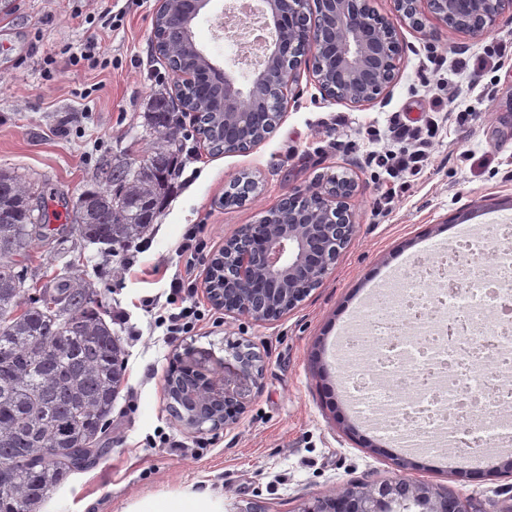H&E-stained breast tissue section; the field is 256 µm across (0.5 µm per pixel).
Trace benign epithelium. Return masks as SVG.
<instances>
[{
  "mask_svg": "<svg viewBox=\"0 0 512 512\" xmlns=\"http://www.w3.org/2000/svg\"><path fill=\"white\" fill-rule=\"evenodd\" d=\"M306 0H259L258 12L268 31L278 37L265 42L251 84L243 89L231 72L212 69L224 86L225 148L237 149L251 139L257 113L278 108L260 102L261 91L275 87L290 93L297 70L322 55L325 64L317 82L323 93L363 106L377 100L393 82L400 46L392 23L370 13L365 0H316L318 20L305 21ZM396 16L417 28L433 20L472 35L493 29L512 0H393ZM356 190L349 176L331 178L286 196L256 224L242 227L233 244L207 260L206 293L224 312L255 322L276 320L294 308L318 285L350 243L356 224L348 200ZM257 354L238 346L215 368L206 354L189 353L176 362L167 389L176 395L194 430H214L234 423L255 384ZM404 500L416 512H465L451 492L406 478L351 484L330 496L317 497L300 512H396Z\"/></svg>",
  "mask_w": 512,
  "mask_h": 512,
  "instance_id": "1",
  "label": "benign epithelium"
}]
</instances>
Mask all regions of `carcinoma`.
Segmentation results:
<instances>
[{"instance_id": "obj_1", "label": "carcinoma", "mask_w": 512, "mask_h": 512, "mask_svg": "<svg viewBox=\"0 0 512 512\" xmlns=\"http://www.w3.org/2000/svg\"><path fill=\"white\" fill-rule=\"evenodd\" d=\"M158 52L169 66L196 72L179 93L194 113L196 134L225 152L218 81L197 55L183 49L181 28L157 18ZM148 125L157 134L139 165L124 162L104 172L115 192H90L78 201L80 237L110 249L138 239L159 213V202L181 150L179 118L169 100L155 99ZM51 231L42 201L15 176L0 172V512H41L52 493L102 453L112 401L125 375L124 350L111 324L92 306L83 277L63 278L25 296L28 248Z\"/></svg>"}]
</instances>
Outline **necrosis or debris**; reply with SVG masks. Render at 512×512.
Instances as JSON below:
<instances>
[{"label":"necrosis or debris","mask_w":512,"mask_h":512,"mask_svg":"<svg viewBox=\"0 0 512 512\" xmlns=\"http://www.w3.org/2000/svg\"><path fill=\"white\" fill-rule=\"evenodd\" d=\"M512 246L470 236L438 258L414 261L410 283L375 311L362 332L346 336L350 358H365L348 388L367 417L405 446L443 440L451 448L512 445V378L491 362L512 365Z\"/></svg>","instance_id":"obj_1"}]
</instances>
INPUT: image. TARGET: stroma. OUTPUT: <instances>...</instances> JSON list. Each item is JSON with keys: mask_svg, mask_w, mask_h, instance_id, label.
I'll return each instance as SVG.
<instances>
[{"mask_svg": "<svg viewBox=\"0 0 512 512\" xmlns=\"http://www.w3.org/2000/svg\"><path fill=\"white\" fill-rule=\"evenodd\" d=\"M367 3L394 22L402 47L381 98L355 106L327 97L311 68H301L275 130L249 150L215 156L197 141L192 117H183L179 168L155 224L108 251L84 242L72 216L84 193L109 190L101 176L106 164L140 160L154 137L152 102L174 91V73L152 53L162 0H0V171L41 196L49 217L67 216L49 239L32 243L26 282L42 287L83 275L125 352L106 453L72 475L43 512H125L146 497L204 489L223 499L224 512H299L348 483L401 474L456 494L469 512H512V472L496 471L495 458L460 468L456 451L438 450L415 455V468L399 472L395 460L404 449L352 411L347 370L334 355L366 295L391 274L408 276L405 259L430 243H454L461 219L492 225L512 215L510 67L476 80L452 75L465 105L490 112L491 122L440 123L426 173L399 191L391 211L375 205L381 179L366 159L374 133L392 113L417 119L435 111L445 93L429 84L430 59L482 53L488 39L421 30L396 20L392 0ZM224 5L209 0L192 28L209 60L229 70L228 48L212 28ZM97 33L94 61L81 59ZM343 173L357 182L349 200L356 233L318 287L267 322L211 302L204 288L211 254L289 192ZM245 174L255 190L243 203L222 205L229 184ZM191 230L204 245L192 294L201 320L173 340L156 320L167 312L171 280L185 272L177 247ZM233 342L252 345L261 358L243 413L225 428H187L168 410L170 365L189 351L224 359ZM370 440L382 452H371Z\"/></svg>", "mask_w": 512, "mask_h": 512, "instance_id": "obj_1", "label": "stroma"}]
</instances>
